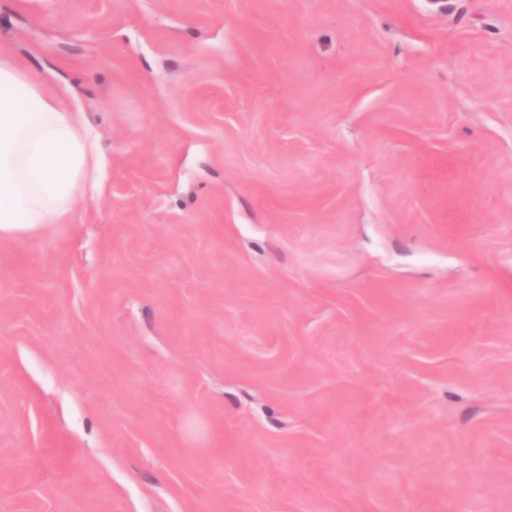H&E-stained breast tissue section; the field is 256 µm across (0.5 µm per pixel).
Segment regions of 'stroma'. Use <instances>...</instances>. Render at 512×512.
I'll return each mask as SVG.
<instances>
[{
    "instance_id": "stroma-1",
    "label": "stroma",
    "mask_w": 512,
    "mask_h": 512,
    "mask_svg": "<svg viewBox=\"0 0 512 512\" xmlns=\"http://www.w3.org/2000/svg\"><path fill=\"white\" fill-rule=\"evenodd\" d=\"M97 189L0 239V512H512V0H0Z\"/></svg>"
}]
</instances>
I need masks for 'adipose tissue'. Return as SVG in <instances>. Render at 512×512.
Segmentation results:
<instances>
[{"label": "adipose tissue", "mask_w": 512, "mask_h": 512, "mask_svg": "<svg viewBox=\"0 0 512 512\" xmlns=\"http://www.w3.org/2000/svg\"><path fill=\"white\" fill-rule=\"evenodd\" d=\"M101 163L80 113L0 56V238L34 235L67 215Z\"/></svg>", "instance_id": "1"}]
</instances>
